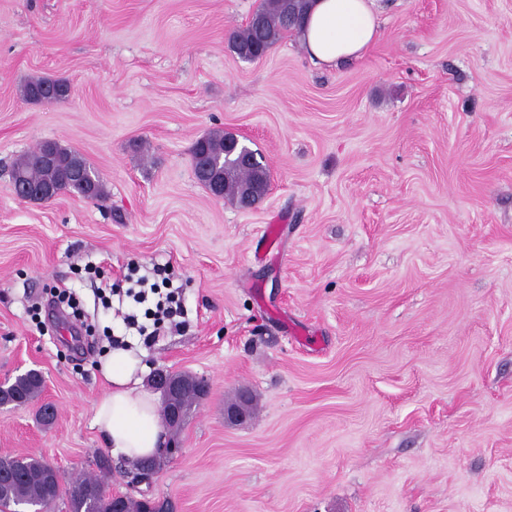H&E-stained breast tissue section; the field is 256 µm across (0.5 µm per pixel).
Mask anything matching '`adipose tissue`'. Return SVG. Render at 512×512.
Returning <instances> with one entry per match:
<instances>
[{"label": "adipose tissue", "instance_id": "adipose-tissue-1", "mask_svg": "<svg viewBox=\"0 0 512 512\" xmlns=\"http://www.w3.org/2000/svg\"><path fill=\"white\" fill-rule=\"evenodd\" d=\"M379 29L373 0H311L296 35L314 65L331 67L362 58ZM99 366L106 386L94 403V422L113 455L130 463L154 455L164 437L156 397L142 386V354L117 348Z\"/></svg>", "mask_w": 512, "mask_h": 512}]
</instances>
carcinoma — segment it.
Instances as JSON below:
<instances>
[{"mask_svg": "<svg viewBox=\"0 0 512 512\" xmlns=\"http://www.w3.org/2000/svg\"><path fill=\"white\" fill-rule=\"evenodd\" d=\"M308 0H259L253 14L254 21L234 30L229 36L232 51L243 60L266 53L289 31L302 23ZM24 99L41 102L52 97L60 102L69 95V86L63 80L36 78L28 81L21 90ZM234 136L214 130L197 138L191 148L192 160L198 159L202 149L211 161V175L224 182V199L239 204L242 187L250 184L258 196H263L268 186L266 169H249L237 166V152L233 151ZM11 180L15 183H51L61 192H74L84 198L99 199L106 195L100 177L79 153L45 141L34 150L21 155L12 164ZM186 387L179 402L188 411L197 400L194 376L184 375ZM5 404L18 398L26 403L37 399L42 386L39 376L29 371L4 385ZM51 465L42 458L13 456L0 459V512L6 508L23 505L43 506L58 499L66 501L68 512H114L112 497L104 491L106 476L110 471L104 457L97 461V474H82L55 481L50 477Z\"/></svg>", "mask_w": 512, "mask_h": 512, "instance_id": "1", "label": "carcinoma"}]
</instances>
